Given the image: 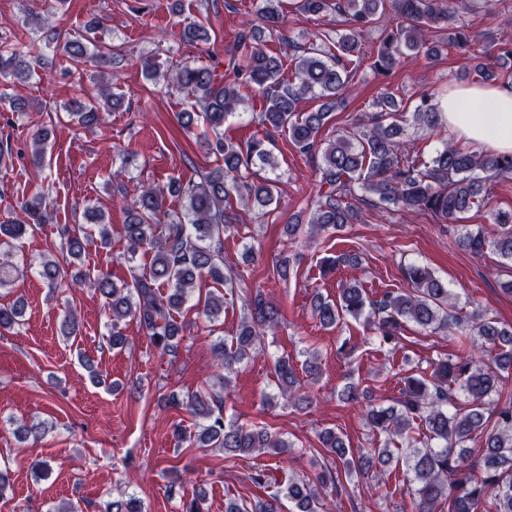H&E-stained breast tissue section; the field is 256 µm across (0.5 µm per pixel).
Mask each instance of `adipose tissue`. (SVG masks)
<instances>
[{
    "instance_id": "ef3b65f1",
    "label": "adipose tissue",
    "mask_w": 512,
    "mask_h": 512,
    "mask_svg": "<svg viewBox=\"0 0 512 512\" xmlns=\"http://www.w3.org/2000/svg\"><path fill=\"white\" fill-rule=\"evenodd\" d=\"M449 128L474 146L495 153H512V86L461 84L439 100Z\"/></svg>"
}]
</instances>
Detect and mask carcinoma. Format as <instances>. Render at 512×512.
Wrapping results in <instances>:
<instances>
[{"instance_id":"obj_1","label":"carcinoma","mask_w":512,"mask_h":512,"mask_svg":"<svg viewBox=\"0 0 512 512\" xmlns=\"http://www.w3.org/2000/svg\"><path fill=\"white\" fill-rule=\"evenodd\" d=\"M279 0H261L256 9L259 23H247L237 34L240 51L234 63L235 82L214 81L210 69L178 63L166 70L154 57L141 61L148 79L164 78L178 91L195 99L198 109L179 113L185 129L197 122L207 125L212 135L201 142L204 152L220 161L216 168L197 170L185 181L174 178L166 187L143 186L133 197L122 194L127 212L123 236L128 260L142 252L151 255L146 272L131 270L130 279L118 286L108 272L80 271L73 281L104 298L110 315L108 341L114 348L125 344L122 322L133 318L162 353L177 351L185 323L183 315L191 294L205 290L197 300V313L216 320L224 313V291L236 285L233 268L224 265V235L235 230L227 205L236 194L264 210L277 201L278 179L257 175V170L278 168L271 149V132L288 131L289 141L303 157L313 161L319 172L317 200L308 219L291 217L283 226L289 243L318 230H340L357 215L355 202L363 200L358 191L374 197L376 207H398L424 212L439 224L457 221L478 209L487 192L486 180L512 179V154L474 152L462 145L445 143L428 162L421 160L414 141L407 136L413 128L429 133L440 128L438 105L420 96L415 106L391 93H382L373 102L375 111L357 118L349 128L337 130L325 140L324 128L334 112L345 107L352 70L360 60L361 40L378 21L379 9L391 8L395 22L385 29L374 51L373 67L382 74L397 70L410 58H437L453 48L468 54L473 71L482 82L494 84L502 70L512 67V47L500 49L495 62L471 52V32L465 26L451 27L444 37L437 30L448 24V17L459 10H479L495 15L494 0H298V9L311 15L336 13L345 19V28L329 35L315 36L306 45L290 43L291 75L282 78L281 57L267 53L262 43L280 23ZM184 43L209 40L201 22L183 28ZM29 45L0 40V85L8 79L29 80L38 75L28 56ZM64 52L74 67L97 59L102 67L113 64L112 52L98 51L97 40L68 41ZM114 75L100 72L98 93L90 101L74 99L66 105L71 120L86 129L102 125V113L122 105L123 94L111 92ZM261 92L265 107L252 119L265 129L262 138L233 143L224 137V124L235 117L242 101L240 89ZM309 97L318 102L310 112L298 111V104ZM46 133L32 135V163L41 168L46 160ZM185 200V212L165 210L166 196ZM53 219L45 199L37 196L24 202L22 215L0 222V245H12L42 224ZM495 227L494 247L501 258L512 263V211L490 213ZM60 249L81 255L82 244L76 228L58 227ZM488 242L483 227L464 226L459 246L472 255L484 252ZM359 256L351 252L326 257L321 271L328 276L339 266L354 265ZM297 259L284 254L276 265L282 281L294 273ZM38 275L49 288L62 287L59 264L45 258L38 264ZM412 290H389L370 299L358 284H344L338 298L316 294L311 302L314 318L324 328H333L345 318L362 320L382 342H398L408 324L422 330H460V336L476 332L490 346L489 361L471 355L443 357L430 363L431 371L414 373L404 379L400 396L391 405H369L366 423L374 431L410 437L413 445L400 458L386 441L354 456L350 443L331 428L320 432L318 441L329 462L315 477L288 478L270 493L268 499L247 508L235 499L224 502V512H324L328 490L340 482L337 464L346 473L386 470L401 461L410 475L411 512H512V397L502 396L512 378V324L504 326L485 319L475 311L471 328L464 327L452 313L456 300L448 285L428 269L410 264L403 268ZM167 288V293L160 288ZM245 310L231 343L219 341L217 358L226 376L243 361L263 350L267 332L282 322L280 305L258 291L245 300ZM23 308L14 303L0 306V330L20 324ZM295 360L288 355L274 359L273 374L278 396L299 409L312 404L301 389ZM368 390L350 383L338 393L344 403L367 398ZM171 406L186 409L196 420L195 432L175 431L177 440L195 448H219L224 454L247 457L272 449L285 454L292 443L274 437L262 425H243L224 418V400L204 391L171 400ZM421 437L411 436L414 427ZM478 447H472V444ZM180 512H206L205 497L197 492L181 498ZM100 512H144L142 500L133 495L105 501Z\"/></svg>"}]
</instances>
